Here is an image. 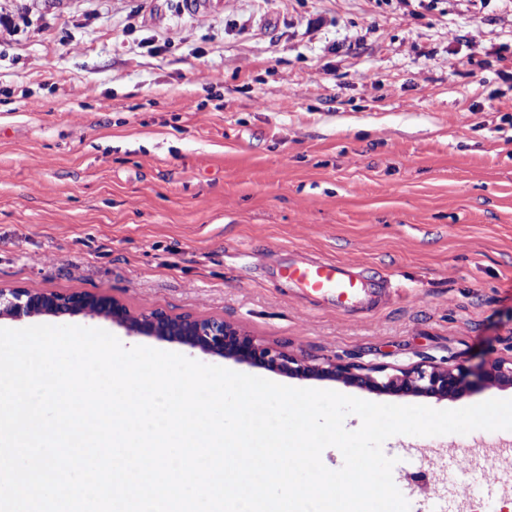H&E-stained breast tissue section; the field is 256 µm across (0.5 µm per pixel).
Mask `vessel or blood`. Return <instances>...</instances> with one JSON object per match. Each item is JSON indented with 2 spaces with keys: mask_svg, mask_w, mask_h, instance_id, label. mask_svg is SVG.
I'll return each instance as SVG.
<instances>
[{
  "mask_svg": "<svg viewBox=\"0 0 512 512\" xmlns=\"http://www.w3.org/2000/svg\"><path fill=\"white\" fill-rule=\"evenodd\" d=\"M284 275L307 293L330 298L335 301L337 308L344 310L372 302L383 294L382 289L349 273L334 261L321 260L298 264L288 267Z\"/></svg>",
  "mask_w": 512,
  "mask_h": 512,
  "instance_id": "vessel-or-blood-1",
  "label": "vessel or blood"
}]
</instances>
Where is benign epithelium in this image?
Returning <instances> with one entry per match:
<instances>
[{
    "instance_id": "benign-epithelium-1",
    "label": "benign epithelium",
    "mask_w": 512,
    "mask_h": 512,
    "mask_svg": "<svg viewBox=\"0 0 512 512\" xmlns=\"http://www.w3.org/2000/svg\"><path fill=\"white\" fill-rule=\"evenodd\" d=\"M78 315L110 320L129 336H153L207 355H219L253 368L288 377L337 380L378 394L455 399L473 384L512 388V358L494 359L470 373L462 366L441 367L424 361L394 373L355 363L315 364L302 356L258 341L239 326L217 317L173 315L162 308L134 313L114 297L75 291L58 294L0 286V320Z\"/></svg>"
}]
</instances>
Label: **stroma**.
Instances as JSON below:
<instances>
[{"mask_svg": "<svg viewBox=\"0 0 512 512\" xmlns=\"http://www.w3.org/2000/svg\"><path fill=\"white\" fill-rule=\"evenodd\" d=\"M322 258L386 295L349 313L282 275ZM0 284L221 316L316 363L512 356V0H0ZM505 436L383 451L404 481L454 451L410 512H501L512 473L470 451Z\"/></svg>", "mask_w": 512, "mask_h": 512, "instance_id": "1", "label": "stroma"}]
</instances>
